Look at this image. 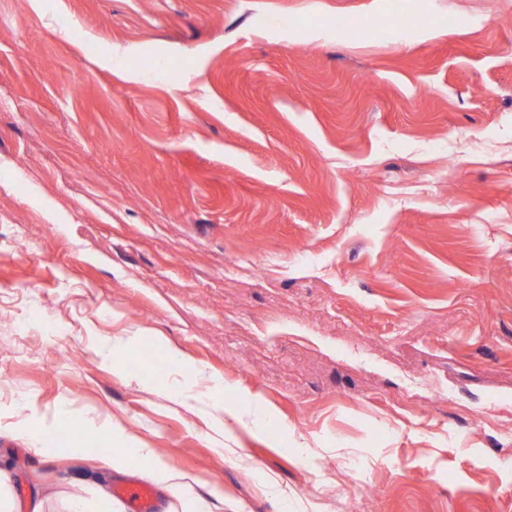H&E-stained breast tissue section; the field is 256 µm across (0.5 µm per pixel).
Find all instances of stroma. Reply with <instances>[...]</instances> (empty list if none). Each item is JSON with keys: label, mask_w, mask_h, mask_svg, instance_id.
<instances>
[{"label": "stroma", "mask_w": 512, "mask_h": 512, "mask_svg": "<svg viewBox=\"0 0 512 512\" xmlns=\"http://www.w3.org/2000/svg\"><path fill=\"white\" fill-rule=\"evenodd\" d=\"M62 411L211 512H512V0H0L20 512L141 476ZM98 428L111 442L124 445V449L113 455L109 461L112 470L122 472L129 460L135 459L153 481L165 490L170 498L180 504L182 512H210L206 502L191 494V480L187 475L159 464L150 448L128 444L121 429L107 424L99 425Z\"/></svg>", "instance_id": "stroma-1"}]
</instances>
